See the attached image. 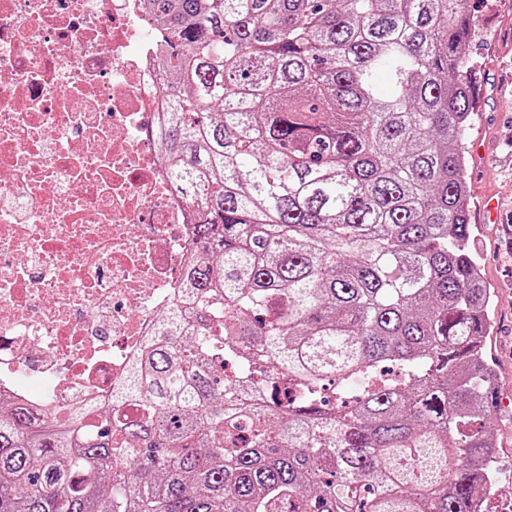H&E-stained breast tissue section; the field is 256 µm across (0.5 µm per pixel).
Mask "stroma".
I'll return each mask as SVG.
<instances>
[{
	"instance_id": "1",
	"label": "stroma",
	"mask_w": 512,
	"mask_h": 512,
	"mask_svg": "<svg viewBox=\"0 0 512 512\" xmlns=\"http://www.w3.org/2000/svg\"><path fill=\"white\" fill-rule=\"evenodd\" d=\"M474 27L466 51L474 106L467 134L472 247L494 290V329L487 351L496 365L497 402L489 427L497 446L490 512H512V0H468ZM499 202L496 221L481 204Z\"/></svg>"
}]
</instances>
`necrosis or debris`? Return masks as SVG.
<instances>
[{
	"label": "necrosis or debris",
	"instance_id": "4bbe7bcc",
	"mask_svg": "<svg viewBox=\"0 0 512 512\" xmlns=\"http://www.w3.org/2000/svg\"><path fill=\"white\" fill-rule=\"evenodd\" d=\"M144 0H0V396L102 412L197 248Z\"/></svg>",
	"mask_w": 512,
	"mask_h": 512
}]
</instances>
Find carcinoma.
<instances>
[{
  "mask_svg": "<svg viewBox=\"0 0 512 512\" xmlns=\"http://www.w3.org/2000/svg\"><path fill=\"white\" fill-rule=\"evenodd\" d=\"M196 204L164 315L86 425L0 409V512H490L465 0H146Z\"/></svg>",
  "mask_w": 512,
  "mask_h": 512,
  "instance_id": "obj_1",
  "label": "carcinoma"
}]
</instances>
